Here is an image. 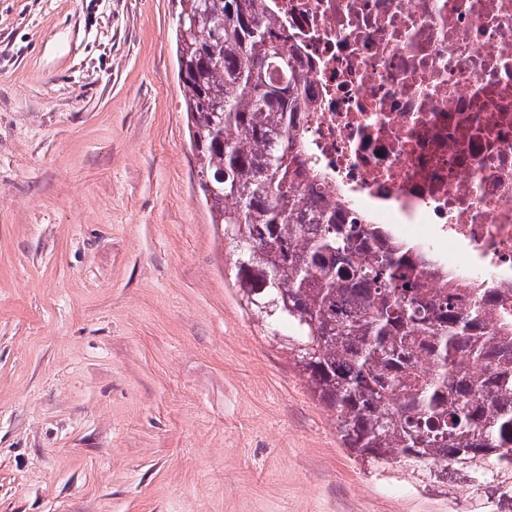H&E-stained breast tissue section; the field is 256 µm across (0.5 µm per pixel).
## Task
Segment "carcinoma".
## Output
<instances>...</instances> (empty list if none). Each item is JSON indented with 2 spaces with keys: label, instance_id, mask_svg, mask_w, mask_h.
Returning <instances> with one entry per match:
<instances>
[{
  "label": "carcinoma",
  "instance_id": "cac0c4a2",
  "mask_svg": "<svg viewBox=\"0 0 512 512\" xmlns=\"http://www.w3.org/2000/svg\"><path fill=\"white\" fill-rule=\"evenodd\" d=\"M179 78L199 188L241 302L377 479L462 484L512 512V296L428 288L420 250L361 224L306 164L299 47L273 0H178Z\"/></svg>",
  "mask_w": 512,
  "mask_h": 512
}]
</instances>
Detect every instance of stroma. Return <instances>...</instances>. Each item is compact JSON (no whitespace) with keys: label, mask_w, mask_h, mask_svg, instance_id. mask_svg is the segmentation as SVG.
<instances>
[{"label":"stroma","mask_w":512,"mask_h":512,"mask_svg":"<svg viewBox=\"0 0 512 512\" xmlns=\"http://www.w3.org/2000/svg\"><path fill=\"white\" fill-rule=\"evenodd\" d=\"M0 512H448L241 307L175 0H0Z\"/></svg>","instance_id":"1"}]
</instances>
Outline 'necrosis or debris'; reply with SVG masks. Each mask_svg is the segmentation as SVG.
<instances>
[{"label":"necrosis or debris","mask_w":512,"mask_h":512,"mask_svg":"<svg viewBox=\"0 0 512 512\" xmlns=\"http://www.w3.org/2000/svg\"><path fill=\"white\" fill-rule=\"evenodd\" d=\"M326 195L423 250L427 287L512 288V0H278Z\"/></svg>","instance_id":"4bbe7bcc"}]
</instances>
